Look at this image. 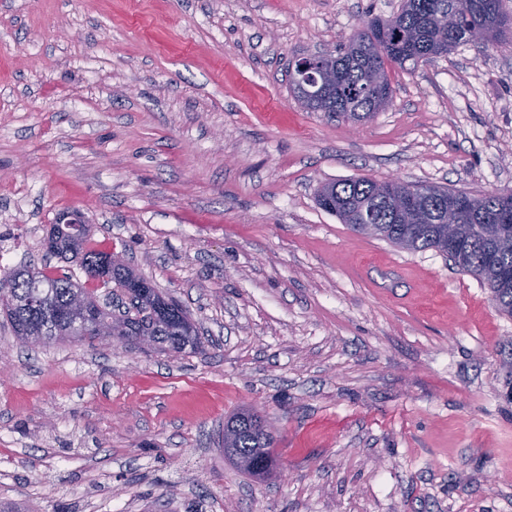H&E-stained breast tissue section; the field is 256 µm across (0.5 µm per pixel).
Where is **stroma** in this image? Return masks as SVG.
I'll list each match as a JSON object with an SVG mask.
<instances>
[{"label":"stroma","mask_w":512,"mask_h":512,"mask_svg":"<svg viewBox=\"0 0 512 512\" xmlns=\"http://www.w3.org/2000/svg\"><path fill=\"white\" fill-rule=\"evenodd\" d=\"M402 0H0V239L90 244L180 303L198 351L28 348L0 314V507L512 512V316L435 250L317 203L357 177L512 190V33L391 66L361 126L305 110L293 57ZM253 406L285 476L224 457ZM73 222H75V221L69 217L64 220L56 222L57 225H55V226L51 225L50 230L46 235V241H45L46 248L54 249V247L57 244H59L63 241L71 242V241L76 240L79 236L81 226L76 225L77 230H69V229H67V228H69V226L66 224H81V225H83V224H85V221H83L82 223H73Z\"/></svg>","instance_id":"35a3bbf8"}]
</instances>
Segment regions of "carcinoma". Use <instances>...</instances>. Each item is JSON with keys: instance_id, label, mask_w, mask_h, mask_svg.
Returning <instances> with one entry per match:
<instances>
[{"instance_id": "cac0c4a2", "label": "carcinoma", "mask_w": 512, "mask_h": 512, "mask_svg": "<svg viewBox=\"0 0 512 512\" xmlns=\"http://www.w3.org/2000/svg\"><path fill=\"white\" fill-rule=\"evenodd\" d=\"M489 21L506 30L512 20L500 8V0H404L400 12L388 20L392 24L387 40L376 46L375 34L365 29L332 56L340 80L334 97L310 103L299 87L294 92L311 112H329L346 118L374 110L372 71L390 86L388 67L417 66L445 55L460 42L465 32ZM397 181L377 182L365 177L346 179L325 185L318 196L319 205L343 224L351 219L343 206L365 202L369 214L365 223L374 226L370 235L408 250L432 249L450 258L456 267L477 276L486 286L498 309L512 316V224H494L491 216L498 208L511 207L504 193L491 191L477 195V206L465 220L462 238L456 248L448 247L442 237L439 209L429 204L424 224H399L386 194L397 189ZM92 298L93 293L74 283L71 276H55L45 270L17 277L10 269L0 276V307H4L15 336L35 342L64 340L74 335L78 342L101 339L94 326L79 321L55 320L53 316L68 309L76 297ZM187 313L175 302L165 299L152 284L135 294L131 311L120 322L132 330L149 333L153 345L165 349L173 341V332L187 322ZM240 428L241 448L251 459L263 463L272 457L274 437L257 427Z\"/></svg>"}]
</instances>
